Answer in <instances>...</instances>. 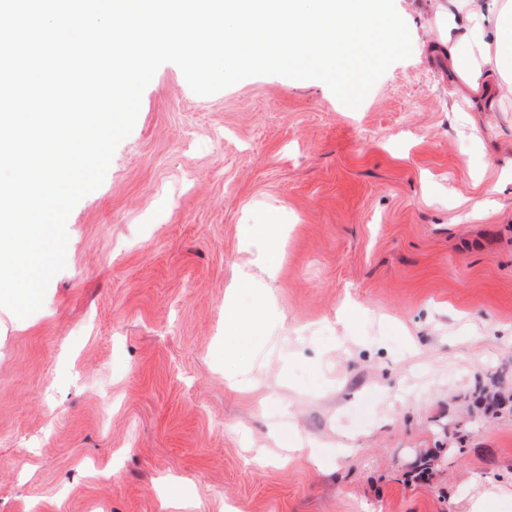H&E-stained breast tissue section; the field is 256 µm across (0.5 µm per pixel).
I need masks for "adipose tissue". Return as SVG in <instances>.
<instances>
[{"mask_svg":"<svg viewBox=\"0 0 512 512\" xmlns=\"http://www.w3.org/2000/svg\"><path fill=\"white\" fill-rule=\"evenodd\" d=\"M437 41L457 90L488 105L512 97V0H434Z\"/></svg>","mask_w":512,"mask_h":512,"instance_id":"adipose-tissue-1","label":"adipose tissue"}]
</instances>
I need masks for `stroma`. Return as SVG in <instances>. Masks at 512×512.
<instances>
[{
  "mask_svg": "<svg viewBox=\"0 0 512 512\" xmlns=\"http://www.w3.org/2000/svg\"><path fill=\"white\" fill-rule=\"evenodd\" d=\"M394 2L412 54L355 109L158 68L42 307L0 308V512H468L512 482V99L463 102L428 0ZM272 222L270 270L240 227ZM259 318L250 314L247 318L237 317L224 332V356L231 357L241 350L259 345L265 336L260 333Z\"/></svg>",
  "mask_w": 512,
  "mask_h": 512,
  "instance_id": "1",
  "label": "stroma"
}]
</instances>
